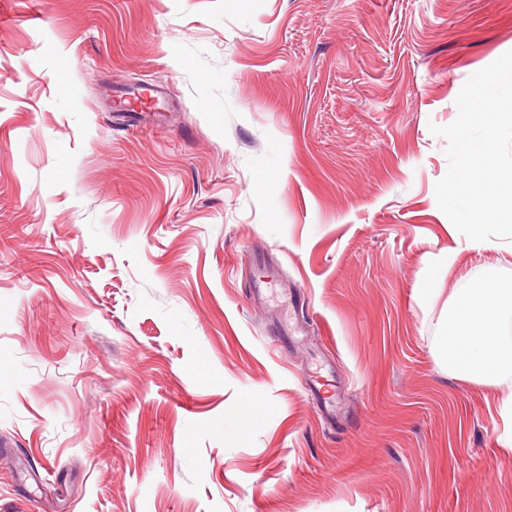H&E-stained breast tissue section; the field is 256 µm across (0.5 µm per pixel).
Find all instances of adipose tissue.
Segmentation results:
<instances>
[{
    "instance_id": "obj_1",
    "label": "adipose tissue",
    "mask_w": 512,
    "mask_h": 512,
    "mask_svg": "<svg viewBox=\"0 0 512 512\" xmlns=\"http://www.w3.org/2000/svg\"><path fill=\"white\" fill-rule=\"evenodd\" d=\"M512 312V289L495 274L475 271L462 280L436 348L450 367L489 377L512 389V346L501 334L505 312Z\"/></svg>"
}]
</instances>
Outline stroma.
Instances as JSON below:
<instances>
[{"instance_id": "obj_1", "label": "stroma", "mask_w": 512, "mask_h": 512, "mask_svg": "<svg viewBox=\"0 0 512 512\" xmlns=\"http://www.w3.org/2000/svg\"><path fill=\"white\" fill-rule=\"evenodd\" d=\"M509 51L512 0H0V512H512V391L434 345L512 242L429 129Z\"/></svg>"}]
</instances>
